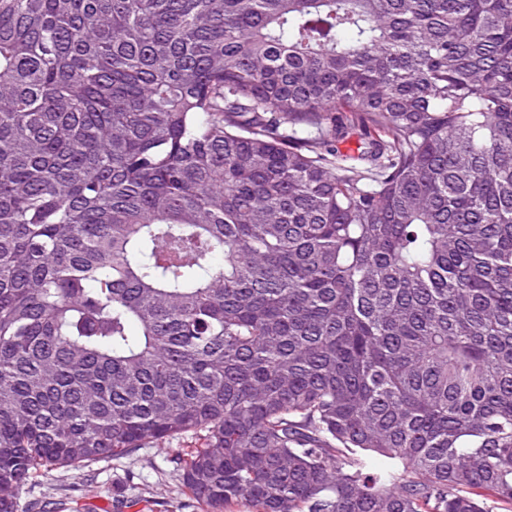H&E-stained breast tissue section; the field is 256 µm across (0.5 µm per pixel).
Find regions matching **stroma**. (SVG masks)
<instances>
[{"mask_svg": "<svg viewBox=\"0 0 512 512\" xmlns=\"http://www.w3.org/2000/svg\"><path fill=\"white\" fill-rule=\"evenodd\" d=\"M183 437L79 469L42 474L19 495V512H207L184 493L172 459L194 446Z\"/></svg>", "mask_w": 512, "mask_h": 512, "instance_id": "1", "label": "stroma"}]
</instances>
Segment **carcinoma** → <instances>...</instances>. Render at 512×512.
I'll list each match as a JSON object with an SVG mask.
<instances>
[{"label": "carcinoma", "mask_w": 512, "mask_h": 512, "mask_svg": "<svg viewBox=\"0 0 512 512\" xmlns=\"http://www.w3.org/2000/svg\"><path fill=\"white\" fill-rule=\"evenodd\" d=\"M183 435L207 512H512V0H0V512Z\"/></svg>", "instance_id": "obj_1"}]
</instances>
